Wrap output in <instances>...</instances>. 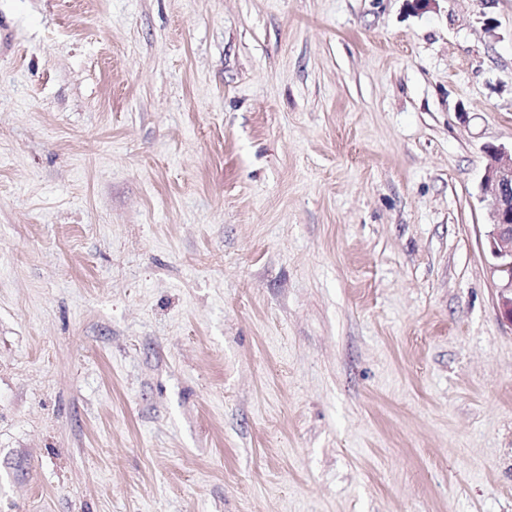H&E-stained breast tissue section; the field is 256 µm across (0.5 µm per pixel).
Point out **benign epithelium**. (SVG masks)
I'll return each mask as SVG.
<instances>
[{"label":"benign epithelium","mask_w":512,"mask_h":512,"mask_svg":"<svg viewBox=\"0 0 512 512\" xmlns=\"http://www.w3.org/2000/svg\"><path fill=\"white\" fill-rule=\"evenodd\" d=\"M489 157L481 179V198L494 216L488 244L493 270L498 275L499 309L502 319L512 325V152L488 145Z\"/></svg>","instance_id":"7a95c632"}]
</instances>
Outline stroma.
I'll return each mask as SVG.
<instances>
[{"label":"stroma","mask_w":512,"mask_h":512,"mask_svg":"<svg viewBox=\"0 0 512 512\" xmlns=\"http://www.w3.org/2000/svg\"><path fill=\"white\" fill-rule=\"evenodd\" d=\"M490 144L512 0H0V512H512Z\"/></svg>","instance_id":"1"}]
</instances>
